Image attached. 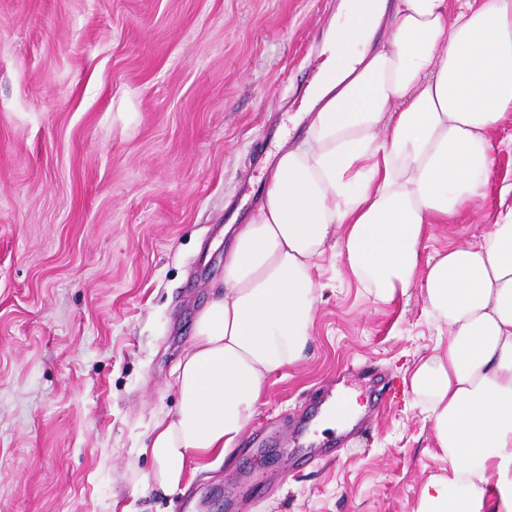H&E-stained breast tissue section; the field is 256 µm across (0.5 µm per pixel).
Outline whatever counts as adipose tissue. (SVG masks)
I'll list each match as a JSON object with an SVG mask.
<instances>
[{
  "mask_svg": "<svg viewBox=\"0 0 512 512\" xmlns=\"http://www.w3.org/2000/svg\"><path fill=\"white\" fill-rule=\"evenodd\" d=\"M327 51L305 136L280 145L178 362L179 408L142 448L152 482L178 492L237 446L269 377L303 355L332 241L360 286L384 302L418 289L448 330L410 377L448 462L412 512H512V210L477 243L421 251L486 195L512 112V0H342Z\"/></svg>",
  "mask_w": 512,
  "mask_h": 512,
  "instance_id": "ef3b65f1",
  "label": "adipose tissue"
}]
</instances>
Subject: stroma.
Wrapping results in <instances>:
<instances>
[{
  "mask_svg": "<svg viewBox=\"0 0 512 512\" xmlns=\"http://www.w3.org/2000/svg\"><path fill=\"white\" fill-rule=\"evenodd\" d=\"M340 0H0V512H411L447 473L409 385L439 338L418 289L376 301L336 246L312 335L237 448L171 495L141 447L306 126ZM485 198L424 256L512 208V117ZM357 391L365 432L319 430Z\"/></svg>",
  "mask_w": 512,
  "mask_h": 512,
  "instance_id": "1",
  "label": "stroma"
}]
</instances>
